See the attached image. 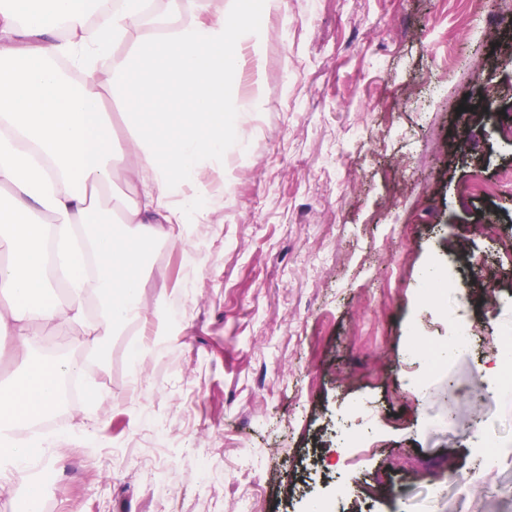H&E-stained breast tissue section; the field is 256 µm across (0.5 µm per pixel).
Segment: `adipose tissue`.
Instances as JSON below:
<instances>
[{
  "label": "adipose tissue",
  "mask_w": 512,
  "mask_h": 512,
  "mask_svg": "<svg viewBox=\"0 0 512 512\" xmlns=\"http://www.w3.org/2000/svg\"><path fill=\"white\" fill-rule=\"evenodd\" d=\"M149 0H0V233L11 253L0 265V337L26 358L21 377L0 384V480L25 476L38 450L12 430L55 413L58 381L78 364L32 352L29 329L87 326L84 349L98 354V329L146 310V242L178 243L197 258L189 223L208 224L224 209L202 182L224 161L242 115L263 107L245 96L224 106L246 57L261 58L265 27L250 19L286 10L287 0H167L180 25L145 30ZM121 106L130 137L115 138L107 100ZM130 190L102 216L101 192L116 175ZM65 282V301L48 295ZM105 314L89 317L88 294Z\"/></svg>",
  "instance_id": "ef3b65f1"
}]
</instances>
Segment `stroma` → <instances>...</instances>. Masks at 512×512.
<instances>
[{"label": "stroma", "mask_w": 512, "mask_h": 512, "mask_svg": "<svg viewBox=\"0 0 512 512\" xmlns=\"http://www.w3.org/2000/svg\"><path fill=\"white\" fill-rule=\"evenodd\" d=\"M495 13L288 0L264 18L225 100L264 107L224 149L223 223L194 225V269L144 248L178 335L134 356V320L90 361L61 331L99 401L57 410L43 512H307L332 493L335 512H512V248L481 232L512 238V0ZM429 268L456 292L424 293ZM457 320L474 343L436 366Z\"/></svg>", "instance_id": "stroma-1"}]
</instances>
